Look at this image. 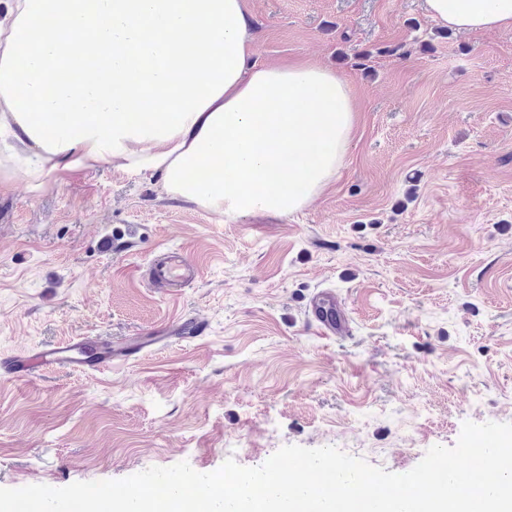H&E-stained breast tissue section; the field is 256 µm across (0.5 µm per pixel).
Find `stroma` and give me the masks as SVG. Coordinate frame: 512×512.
Here are the masks:
<instances>
[{
  "mask_svg": "<svg viewBox=\"0 0 512 512\" xmlns=\"http://www.w3.org/2000/svg\"><path fill=\"white\" fill-rule=\"evenodd\" d=\"M244 9L258 59L349 83L341 166L297 213L231 223L116 162L1 189L0 362L180 316L203 332L100 373L0 374V488L256 467L291 444L405 473L463 422L512 423V28L447 32L425 0ZM129 224L141 240L104 253ZM173 248L199 281L153 287ZM326 292L346 334L318 330Z\"/></svg>",
  "mask_w": 512,
  "mask_h": 512,
  "instance_id": "obj_1",
  "label": "stroma"
}]
</instances>
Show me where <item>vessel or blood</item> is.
<instances>
[{
    "instance_id": "vessel-or-blood-1",
    "label": "vessel or blood",
    "mask_w": 512,
    "mask_h": 512,
    "mask_svg": "<svg viewBox=\"0 0 512 512\" xmlns=\"http://www.w3.org/2000/svg\"><path fill=\"white\" fill-rule=\"evenodd\" d=\"M199 276V265L185 256L166 257L152 269V278L159 285L188 286L194 284ZM132 353L129 346L115 349L94 338H78L53 348L21 353L7 361L6 366L11 378L29 379L57 367L102 371L111 367L113 360L128 358Z\"/></svg>"
}]
</instances>
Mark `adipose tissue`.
I'll return each mask as SVG.
<instances>
[{
    "mask_svg": "<svg viewBox=\"0 0 512 512\" xmlns=\"http://www.w3.org/2000/svg\"><path fill=\"white\" fill-rule=\"evenodd\" d=\"M427 6L460 32L512 27V0ZM251 42L243 0H8L0 185L118 160L228 221L297 212L342 162L350 88L254 59Z\"/></svg>",
    "mask_w": 512,
    "mask_h": 512,
    "instance_id": "obj_1",
    "label": "adipose tissue"
}]
</instances>
